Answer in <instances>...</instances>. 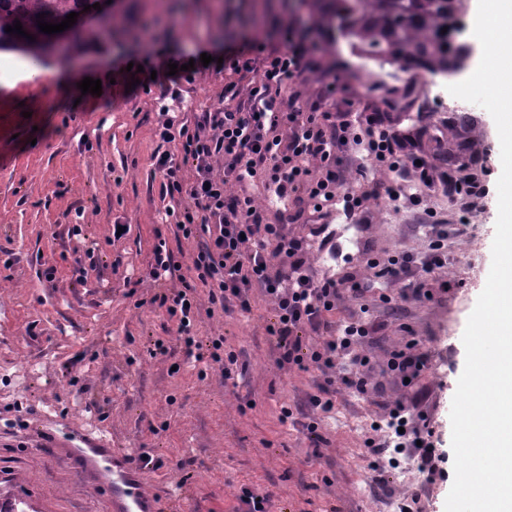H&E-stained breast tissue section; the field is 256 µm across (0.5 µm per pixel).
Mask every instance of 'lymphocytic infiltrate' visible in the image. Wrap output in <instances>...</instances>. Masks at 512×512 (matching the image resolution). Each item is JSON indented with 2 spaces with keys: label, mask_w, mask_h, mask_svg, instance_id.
Segmentation results:
<instances>
[{
  "label": "lymphocytic infiltrate",
  "mask_w": 512,
  "mask_h": 512,
  "mask_svg": "<svg viewBox=\"0 0 512 512\" xmlns=\"http://www.w3.org/2000/svg\"><path fill=\"white\" fill-rule=\"evenodd\" d=\"M283 36L279 50L267 52L256 44L253 57L225 55L224 69L249 78L248 93H240L236 84L226 85L228 105L202 113L191 125L168 111L159 115L156 134L165 149L156 152L154 160L162 177L160 194L169 201L165 215L176 220L186 237L200 238L202 244L193 259L194 278L153 300L176 321L191 356L201 348L191 332L198 287L207 288L209 303L224 313L242 315L252 311V290L262 289L273 310L267 333L276 341L280 363L323 374L320 392L309 404L327 412L337 386L363 395L370 392L366 378L342 358L369 337L372 326L327 318L343 293L362 297L366 285L352 273L320 280L307 274V239L271 223L248 187L262 183L284 202L307 199L317 213L339 197L353 214L380 191L341 192L344 149L352 143L365 145L376 161L396 171L413 161L415 143L397 134L380 112L370 113L361 128L349 120L333 121L314 103L282 109V87L315 63L312 43L289 29ZM186 167L193 172L188 180L182 175ZM309 332L319 336L317 345L305 346L303 337ZM385 421L393 439L366 440L376 482H388L383 464L388 451L408 446L416 449L418 466L429 479L444 477L445 457L434 432L414 423L410 406L400 401L389 406Z\"/></svg>",
  "instance_id": "lymphocytic-infiltrate-1"
}]
</instances>
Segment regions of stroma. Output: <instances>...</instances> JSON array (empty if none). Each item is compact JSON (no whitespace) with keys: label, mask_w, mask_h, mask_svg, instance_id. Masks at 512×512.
Wrapping results in <instances>:
<instances>
[{"label":"stroma","mask_w":512,"mask_h":512,"mask_svg":"<svg viewBox=\"0 0 512 512\" xmlns=\"http://www.w3.org/2000/svg\"><path fill=\"white\" fill-rule=\"evenodd\" d=\"M112 11L121 25L88 19L99 27L98 39L54 58L53 77L0 85V495L25 502L26 512H109L108 490L40 441L52 429L153 456L159 467L146 483L157 512H238L245 487L270 493L269 512H400L403 494L427 476L409 448L388 487L375 484L364 440L381 404L411 398L438 448L451 450L462 336L491 268L498 216L502 165L493 118L477 106L459 121L446 87L461 75L379 67L333 27H314L308 0H114ZM289 27L315 43L319 65L286 84L281 99H316L321 111L353 118L389 113L395 127L415 136L421 161L399 179L398 200L369 201L353 216L339 204L319 218L307 201L257 196L272 223L309 240L312 275L350 271L369 283L363 300L346 298L329 318L375 325L364 345L372 392L341 389L330 413L309 408L324 437L316 450L278 416L281 406L307 405L323 378L279 365L261 293L246 317L201 303L199 361L186 355L175 323L151 302L158 288L193 276L198 246L163 221L153 159L157 114L166 105L193 120L218 106L236 79L215 66L173 75L169 60L201 48L219 57L244 53L255 42L278 48ZM145 63L157 72L148 90L132 84L128 70ZM87 77L101 80V95L81 93ZM345 157L348 188L365 191L388 177L364 146L349 145ZM435 166L450 170L448 184L420 181L421 169ZM433 217L448 236L440 268L429 263L424 228ZM117 224L127 227L118 239ZM160 244L175 271L157 282L151 270ZM88 253L95 263L77 280L74 260ZM372 254L383 263L413 256L411 276L432 299L410 297L387 308L379 300L386 282L366 267ZM217 338L238 356L236 384L225 382L210 357ZM410 343L427 355L429 368L409 385L386 359Z\"/></svg>","instance_id":"1"}]
</instances>
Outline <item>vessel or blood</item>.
<instances>
[{"instance_id": "1", "label": "vessel or blood", "mask_w": 512, "mask_h": 512, "mask_svg": "<svg viewBox=\"0 0 512 512\" xmlns=\"http://www.w3.org/2000/svg\"><path fill=\"white\" fill-rule=\"evenodd\" d=\"M63 462L81 461L97 483L108 487L113 512H153L154 496L146 488L145 469L132 465L126 454L100 447L96 440L67 448Z\"/></svg>"}]
</instances>
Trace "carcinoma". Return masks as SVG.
I'll use <instances>...</instances> for the list:
<instances>
[{"label":"carcinoma","mask_w":512,"mask_h":512,"mask_svg":"<svg viewBox=\"0 0 512 512\" xmlns=\"http://www.w3.org/2000/svg\"><path fill=\"white\" fill-rule=\"evenodd\" d=\"M97 0H0V50L29 47L28 54L43 60L42 50L53 35L38 27L37 15L58 24L66 15L84 14V6ZM313 23L324 26L334 17L350 33L351 46L374 60H393L407 68L433 75L462 71L459 58L465 48L452 46L449 35L457 34L454 19L462 14L464 0H313ZM21 22L35 37L6 32Z\"/></svg>","instance_id":"carcinoma-1"}]
</instances>
